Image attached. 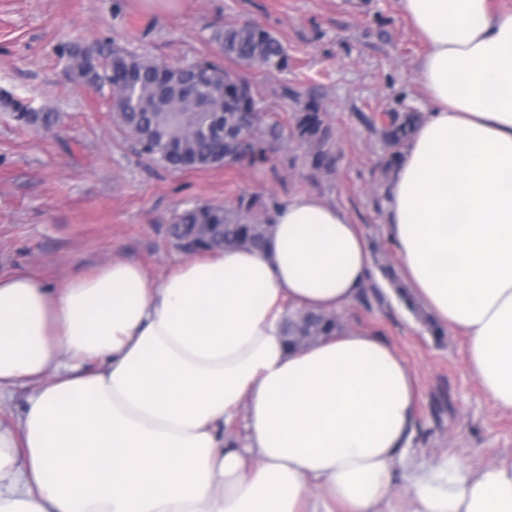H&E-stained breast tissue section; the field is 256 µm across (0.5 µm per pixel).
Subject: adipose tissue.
<instances>
[{"instance_id": "1", "label": "adipose tissue", "mask_w": 512, "mask_h": 512, "mask_svg": "<svg viewBox=\"0 0 512 512\" xmlns=\"http://www.w3.org/2000/svg\"><path fill=\"white\" fill-rule=\"evenodd\" d=\"M428 50L427 119L397 159L387 233L434 320L469 338L512 409V11L399 0ZM268 245L200 253L152 279L113 262L49 285L0 275V512H379L417 415L416 380L377 336L297 352L288 314L347 308L378 276L360 225L318 194L269 214ZM245 417L244 447L224 438ZM323 489L321 498L311 487ZM410 512H512V464L455 457L410 480ZM36 385L24 384L14 389L12 395L0 404L1 420H15L21 415L29 394L36 388Z\"/></svg>"}]
</instances>
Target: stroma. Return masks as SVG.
<instances>
[{
  "label": "stroma",
  "instance_id": "obj_1",
  "mask_svg": "<svg viewBox=\"0 0 512 512\" xmlns=\"http://www.w3.org/2000/svg\"><path fill=\"white\" fill-rule=\"evenodd\" d=\"M228 22L259 25L283 43L286 71L239 73L260 108L280 119L319 104L332 128V172L313 169L306 148L290 140L264 163L167 170L114 122L109 91L83 83L59 53L72 43L162 65H221L213 35ZM425 50L398 0H0V92L59 116L36 130L0 107V274L25 270L58 286L127 261L157 279L186 258L167 234L184 208L310 192L361 225L377 267L399 272L385 231L394 167L377 119L428 113L417 79ZM336 317L382 338L416 378L417 417L394 464L393 506L407 499L409 476L437 467L448 452L472 469L512 463V411L495 407L471 374L467 336L380 287Z\"/></svg>",
  "mask_w": 512,
  "mask_h": 512
}]
</instances>
